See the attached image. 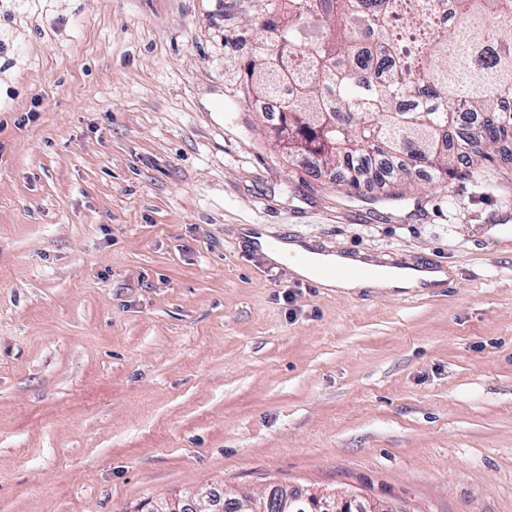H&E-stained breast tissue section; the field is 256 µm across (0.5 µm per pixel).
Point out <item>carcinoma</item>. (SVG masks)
I'll return each mask as SVG.
<instances>
[{"mask_svg": "<svg viewBox=\"0 0 512 512\" xmlns=\"http://www.w3.org/2000/svg\"><path fill=\"white\" fill-rule=\"evenodd\" d=\"M400 2L275 0L261 27L279 49L262 47L246 73L249 98L296 82L284 105L288 155L322 154L314 172L336 171L351 194L395 174H458L463 160L439 145L450 117H486L480 159L507 136L497 106L512 95V0H454L448 25L412 46L396 38L391 16L415 33L446 0H414L403 14ZM325 112L336 113L335 129L322 127Z\"/></svg>", "mask_w": 512, "mask_h": 512, "instance_id": "carcinoma-1", "label": "carcinoma"}]
</instances>
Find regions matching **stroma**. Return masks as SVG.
I'll return each instance as SVG.
<instances>
[{"mask_svg": "<svg viewBox=\"0 0 512 512\" xmlns=\"http://www.w3.org/2000/svg\"><path fill=\"white\" fill-rule=\"evenodd\" d=\"M269 3L0 0V512H512V141L397 199L308 173L242 93ZM247 227L448 277L320 287ZM283 491L284 499L282 504L280 500L274 504V508L277 510L280 508L282 511H288L286 509H288L289 506L296 502L299 497L306 498L315 512H348L351 505L357 507V498L354 497L343 499L341 497H336V501L334 500L332 503L330 502L331 500H329L327 497L318 496L312 493L303 494L302 492L293 491L288 488H284Z\"/></svg>", "mask_w": 512, "mask_h": 512, "instance_id": "35a3bbf8", "label": "stroma"}]
</instances>
